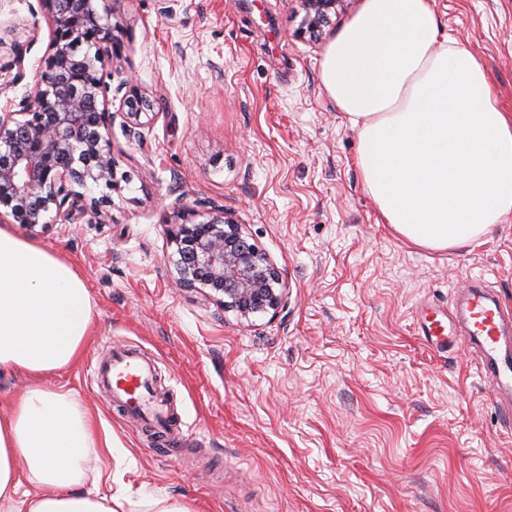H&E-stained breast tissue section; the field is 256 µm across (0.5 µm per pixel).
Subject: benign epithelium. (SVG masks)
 <instances>
[{"mask_svg": "<svg viewBox=\"0 0 512 512\" xmlns=\"http://www.w3.org/2000/svg\"><path fill=\"white\" fill-rule=\"evenodd\" d=\"M343 0H300L301 34L321 38ZM50 35L35 69V89L13 109L0 106V217L30 230L74 224L99 214L107 197L86 199L74 186L103 183L114 189L116 160L109 132L113 100L108 67L121 49V28L112 22V0H37ZM27 45L14 46V66L23 76ZM153 102L133 84L117 112L129 132L142 127ZM179 286H201L226 309L248 320L277 312L288 292L276 267L243 235L241 225L217 210L202 220L175 225Z\"/></svg>", "mask_w": 512, "mask_h": 512, "instance_id": "obj_1", "label": "benign epithelium"}]
</instances>
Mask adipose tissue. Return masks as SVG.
<instances>
[{
    "mask_svg": "<svg viewBox=\"0 0 512 512\" xmlns=\"http://www.w3.org/2000/svg\"><path fill=\"white\" fill-rule=\"evenodd\" d=\"M320 75L358 130L363 184L401 238L447 251L512 216V115L477 54L441 32L435 0H363ZM94 317L71 264L0 225V377L30 379L0 413V512H121V496L80 489L98 445L92 414L46 385L77 362Z\"/></svg>",
    "mask_w": 512,
    "mask_h": 512,
    "instance_id": "ef3b65f1",
    "label": "adipose tissue"
}]
</instances>
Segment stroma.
Here are the masks:
<instances>
[{
    "instance_id": "obj_1",
    "label": "stroma",
    "mask_w": 512,
    "mask_h": 512,
    "mask_svg": "<svg viewBox=\"0 0 512 512\" xmlns=\"http://www.w3.org/2000/svg\"><path fill=\"white\" fill-rule=\"evenodd\" d=\"M37 0H0V100L20 101L48 28L16 79ZM441 28L475 51L512 113V0H436ZM298 0H117L112 84L155 102L110 136L117 190L101 215L21 237L62 254L96 307L80 361L49 378L94 414L101 489L183 499L193 512H512V403L477 349L428 336L481 279L512 307V218L436 252L383 224L355 164L357 129L320 79L326 43L300 37ZM222 210L288 288L277 314L243 320L176 287L173 225ZM155 364L184 437L171 455L91 380L113 343Z\"/></svg>"
}]
</instances>
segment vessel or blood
Here are the masks:
<instances>
[{
	"label": "vessel or blood",
	"instance_id": "vessel-or-blood-1",
	"mask_svg": "<svg viewBox=\"0 0 512 512\" xmlns=\"http://www.w3.org/2000/svg\"><path fill=\"white\" fill-rule=\"evenodd\" d=\"M511 322L498 296L471 284L462 291L460 322L448 329L450 343L477 347L481 373L508 395H512V354L501 353L500 341ZM92 375L99 388L145 424L159 428L166 422L168 414L154 388L153 368L136 349L113 348L107 358L95 362Z\"/></svg>",
	"mask_w": 512,
	"mask_h": 512
}]
</instances>
